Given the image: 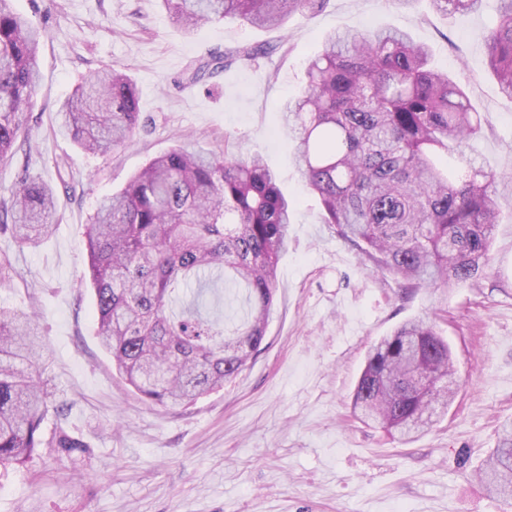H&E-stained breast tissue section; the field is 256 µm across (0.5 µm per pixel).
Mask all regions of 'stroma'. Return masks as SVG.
<instances>
[{
  "instance_id": "obj_1",
  "label": "stroma",
  "mask_w": 512,
  "mask_h": 512,
  "mask_svg": "<svg viewBox=\"0 0 512 512\" xmlns=\"http://www.w3.org/2000/svg\"><path fill=\"white\" fill-rule=\"evenodd\" d=\"M14 7L47 37L29 139L0 166V199L26 177L49 184L57 208L54 233L37 246L0 234V257L14 268L0 279V306L38 316L42 376L63 407L45 434L79 446L0 468V512H512L478 476L512 423V99L480 38L497 0L448 16L426 0L402 12L389 0H328L281 30L214 21L191 35L160 0ZM387 25L432 47L437 67L461 81L483 117L471 153L502 175L489 262L447 290L404 294L322 224L282 128L305 59L327 33ZM245 44L265 56L189 83L195 64ZM107 66L134 78L140 121L130 146L100 157L60 132L57 110ZM189 136L204 151L223 152L229 136L237 151L260 154L298 206L262 350L223 389L166 409L144 402L98 343L85 231L100 199ZM415 317L447 340L460 387L433 428L405 444L358 420L351 399L370 345Z\"/></svg>"
}]
</instances>
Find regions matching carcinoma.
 Wrapping results in <instances>:
<instances>
[{
    "mask_svg": "<svg viewBox=\"0 0 512 512\" xmlns=\"http://www.w3.org/2000/svg\"><path fill=\"white\" fill-rule=\"evenodd\" d=\"M0 0V165L28 139L37 57L45 32ZM184 31L211 21L280 27L326 0H160ZM445 14H467L483 0H430ZM499 23L482 35L487 64L512 97V0H498ZM244 46L220 59L252 63ZM62 130L81 149L104 156L126 147L139 125L130 76L104 69L59 107ZM294 160L319 197L323 223L404 288H450L488 263L498 223L499 175L465 152L481 130L480 112L460 81L432 65L430 47L394 26L325 36L309 58L306 84L284 110ZM453 155V174L440 157ZM293 201L257 154H224L178 144L152 159L105 198L87 225L96 336L117 371L145 401L184 408L237 376L265 340L280 256L288 249ZM53 190L28 179L0 202V224L20 244L36 246L54 225ZM242 288L244 315L227 323L201 316L215 280ZM35 321L0 307V466L22 465L44 446L56 410ZM448 343L413 320L375 343L358 380L353 409L408 440L417 419L454 397ZM489 494L512 504V425L479 473Z\"/></svg>",
    "mask_w": 512,
    "mask_h": 512,
    "instance_id": "obj_1",
    "label": "carcinoma"
}]
</instances>
